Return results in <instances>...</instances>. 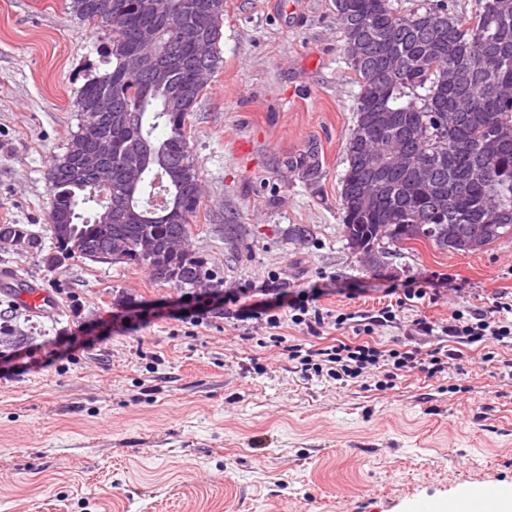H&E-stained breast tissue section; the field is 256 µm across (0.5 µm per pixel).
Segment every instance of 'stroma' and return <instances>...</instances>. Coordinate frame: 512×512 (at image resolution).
Segmentation results:
<instances>
[{"label":"stroma","mask_w":512,"mask_h":512,"mask_svg":"<svg viewBox=\"0 0 512 512\" xmlns=\"http://www.w3.org/2000/svg\"><path fill=\"white\" fill-rule=\"evenodd\" d=\"M70 0H0V225L36 240L0 241V268L59 302L31 314L0 291V512H437L470 490H512V381L483 346L459 345L460 370L400 372L380 391L303 379L263 321L179 306L141 268L69 258L49 265V164L78 129L76 95L103 71L100 40ZM224 66L190 118L202 178L194 252L224 290L268 276L326 288L331 314H377L407 288L452 289L415 301L369 340L408 337L412 320L447 323L512 290V237L468 254L413 242L380 279L345 247V143L359 86L333 0H224ZM318 151L321 176L290 173ZM240 227L230 243L224 227ZM307 231L305 240L296 228ZM141 302L132 328L109 330L115 298Z\"/></svg>","instance_id":"1"}]
</instances>
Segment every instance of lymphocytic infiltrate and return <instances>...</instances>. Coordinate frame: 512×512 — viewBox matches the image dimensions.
<instances>
[{
	"label": "lymphocytic infiltrate",
	"instance_id": "obj_1",
	"mask_svg": "<svg viewBox=\"0 0 512 512\" xmlns=\"http://www.w3.org/2000/svg\"><path fill=\"white\" fill-rule=\"evenodd\" d=\"M261 298L249 305L239 307L232 316L240 321L257 317L265 318L270 329V338L281 349L286 359L299 362L302 371L314 375H327L342 382H357L365 370L376 369L382 374L376 387L384 391L390 389L396 372L404 369H420L427 377H435L445 372L450 361L458 359L454 346L458 343H482L491 347L512 339V295L505 291L496 292L490 305L474 312L472 317H465L461 311H454L446 326L434 329L424 319L414 320L415 331L425 335L440 331L444 341L432 350L423 352L418 348L398 347L378 348L369 342L337 341L335 345L324 348H304L302 344L288 342L281 335L282 308L292 312L291 321L296 325L306 326L311 335H318L325 322H333L336 329H350L354 333H372L374 326L393 321L399 310L405 309L408 302L425 298L426 289L414 288L405 291L398 298L395 308L384 309L372 322L355 318L354 314H338L335 319H328L318 303L319 290L292 293L283 290L275 281H264L259 289Z\"/></svg>",
	"mask_w": 512,
	"mask_h": 512
}]
</instances>
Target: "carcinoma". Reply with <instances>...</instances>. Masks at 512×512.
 I'll list each match as a JSON object with an SVG mask.
<instances>
[{"instance_id": "cac0c4a2", "label": "carcinoma", "mask_w": 512, "mask_h": 512, "mask_svg": "<svg viewBox=\"0 0 512 512\" xmlns=\"http://www.w3.org/2000/svg\"><path fill=\"white\" fill-rule=\"evenodd\" d=\"M345 56L360 92L341 178L342 233L357 256L381 248L389 259L411 241L467 252L474 235L490 245L512 236V0H477L469 17L447 0L403 14L393 0H333ZM110 10L124 21L108 27ZM76 19L101 34L112 65L80 88L78 131L52 158L49 231L60 254L92 262L112 252L184 294L216 293L224 281L188 249L201 203V176L187 122L204 83L224 66L219 50L224 0H70ZM154 53L132 60L143 29ZM112 99V111L95 106ZM112 180L78 170L98 152ZM379 170L360 162L363 147ZM134 165L138 180L125 169ZM304 178L320 177L312 149L288 161ZM375 182L376 202L363 188ZM32 246L27 232L0 226V239Z\"/></svg>"}]
</instances>
